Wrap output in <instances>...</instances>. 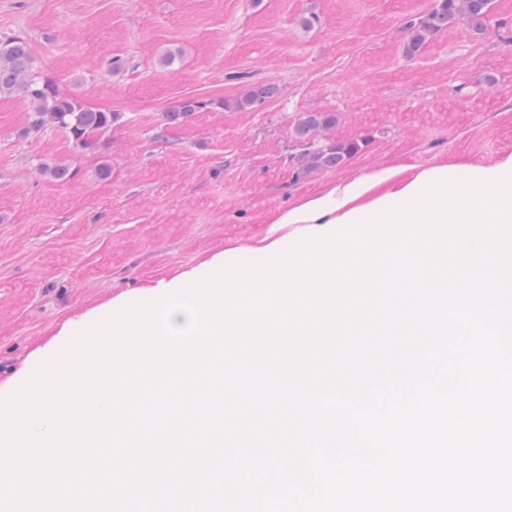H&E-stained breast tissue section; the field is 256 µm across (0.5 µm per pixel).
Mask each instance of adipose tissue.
<instances>
[{"mask_svg":"<svg viewBox=\"0 0 512 512\" xmlns=\"http://www.w3.org/2000/svg\"><path fill=\"white\" fill-rule=\"evenodd\" d=\"M498 171L500 183L512 184V153L500 155L493 166L444 163L430 166L385 167L370 174L336 184L319 195L299 202L288 210L276 214L271 220L269 235L262 244L249 247L252 258L267 255L278 256L285 235L301 232H319L323 228H343L366 224L372 213H395L411 206L408 192L414 191L423 181L435 177L455 180L473 174L490 175ZM131 295L113 297L109 303L83 313L79 318L66 323L52 343L41 349L43 359L58 362L65 356L67 348L77 340L88 324L102 320L114 308L127 309L134 304Z\"/></svg>","mask_w":512,"mask_h":512,"instance_id":"obj_1","label":"adipose tissue"}]
</instances>
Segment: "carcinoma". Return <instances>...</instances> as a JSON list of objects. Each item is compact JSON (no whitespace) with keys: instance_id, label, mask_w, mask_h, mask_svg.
Here are the masks:
<instances>
[{"instance_id":"1","label":"carcinoma","mask_w":512,"mask_h":512,"mask_svg":"<svg viewBox=\"0 0 512 512\" xmlns=\"http://www.w3.org/2000/svg\"><path fill=\"white\" fill-rule=\"evenodd\" d=\"M490 4L491 0H438L430 12L405 27V55L416 56L433 35L459 18L466 19L475 30H483ZM33 70L34 58L26 38L20 35L0 38V97L19 93L28 102L30 111L24 133L38 131L50 122L68 132L78 145L91 147L117 122L118 113L93 109L77 97L60 94L51 78L38 77ZM275 93L271 85L252 86L237 98L234 107L241 111L253 109L272 99ZM211 104L226 107L222 101L187 99L178 111L171 113V118H187ZM336 123L334 112H309L299 120L294 135L303 143L297 157L302 170L317 172L341 167L362 149V139L334 141L323 137Z\"/></svg>"}]
</instances>
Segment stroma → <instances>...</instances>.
<instances>
[{
    "mask_svg": "<svg viewBox=\"0 0 512 512\" xmlns=\"http://www.w3.org/2000/svg\"><path fill=\"white\" fill-rule=\"evenodd\" d=\"M435 3L0 0V37L24 35L61 93L119 115L81 148L52 124L25 134L21 96L0 98V381L114 295L216 251L247 262L272 215L327 185L512 152V0H492L483 33L460 20L406 57V22ZM254 84L277 94L220 108ZM189 98L208 106L168 122ZM309 112L336 113L329 137L367 146L298 172L293 129ZM57 164L75 178L54 179Z\"/></svg>",
    "mask_w": 512,
    "mask_h": 512,
    "instance_id": "35a3bbf8",
    "label": "stroma"
}]
</instances>
